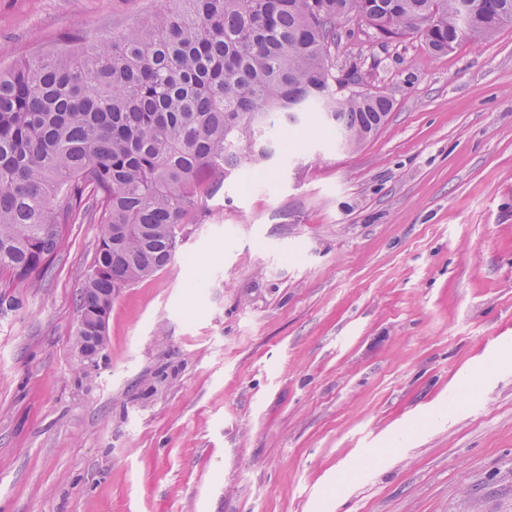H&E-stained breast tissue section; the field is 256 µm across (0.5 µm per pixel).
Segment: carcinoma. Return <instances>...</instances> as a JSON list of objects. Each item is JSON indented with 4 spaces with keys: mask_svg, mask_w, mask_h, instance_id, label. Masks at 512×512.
I'll list each match as a JSON object with an SVG mask.
<instances>
[{
    "mask_svg": "<svg viewBox=\"0 0 512 512\" xmlns=\"http://www.w3.org/2000/svg\"><path fill=\"white\" fill-rule=\"evenodd\" d=\"M110 38L67 33L49 54L0 69V275L40 278L69 224H100L80 291L74 348L107 347L96 329L114 289L163 270L228 173L279 155L271 132L299 125L334 85L340 25L364 21L394 40L422 36L443 54L512 25V0H163ZM392 101L351 91L326 131L359 141ZM96 336L92 342L88 337Z\"/></svg>",
    "mask_w": 512,
    "mask_h": 512,
    "instance_id": "obj_1",
    "label": "carcinoma"
}]
</instances>
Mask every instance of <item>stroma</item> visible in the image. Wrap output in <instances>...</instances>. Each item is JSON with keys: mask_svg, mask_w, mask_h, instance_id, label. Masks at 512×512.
Wrapping results in <instances>:
<instances>
[{"mask_svg": "<svg viewBox=\"0 0 512 512\" xmlns=\"http://www.w3.org/2000/svg\"><path fill=\"white\" fill-rule=\"evenodd\" d=\"M158 0H0V66ZM393 103L243 166L173 261L71 345L102 233L72 224L0 318V512H512V27L444 55L351 19Z\"/></svg>", "mask_w": 512, "mask_h": 512, "instance_id": "35a3bbf8", "label": "stroma"}]
</instances>
